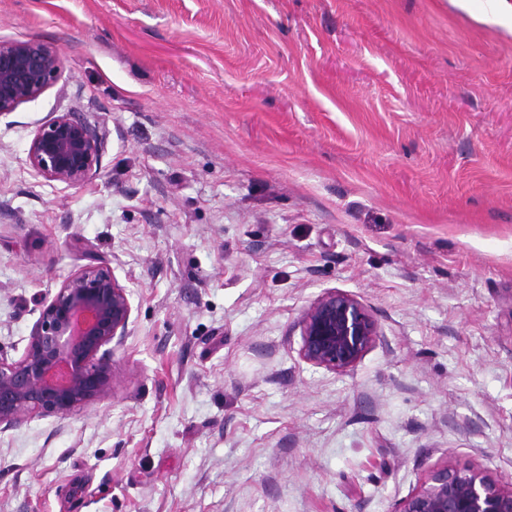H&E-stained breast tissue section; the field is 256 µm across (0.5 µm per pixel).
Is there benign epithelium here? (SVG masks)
Listing matches in <instances>:
<instances>
[{"instance_id":"7a95c632","label":"benign epithelium","mask_w":512,"mask_h":512,"mask_svg":"<svg viewBox=\"0 0 512 512\" xmlns=\"http://www.w3.org/2000/svg\"><path fill=\"white\" fill-rule=\"evenodd\" d=\"M63 56L40 40L0 41V116L38 98L59 78ZM104 143L77 112H62L39 126L28 160L49 182L77 188L96 177ZM131 305L110 267L88 264L65 279L43 305L24 356L0 357V426L34 415L67 416L107 397L114 368L102 347L127 335ZM300 355L337 373L356 366L379 336L368 308L334 290L317 299L299 321ZM392 512H512V485L492 479L479 464H448Z\"/></svg>"}]
</instances>
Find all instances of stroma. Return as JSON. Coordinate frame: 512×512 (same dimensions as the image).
Wrapping results in <instances>:
<instances>
[{"instance_id": "35a3bbf8", "label": "stroma", "mask_w": 512, "mask_h": 512, "mask_svg": "<svg viewBox=\"0 0 512 512\" xmlns=\"http://www.w3.org/2000/svg\"><path fill=\"white\" fill-rule=\"evenodd\" d=\"M58 81L0 117V356L110 266L109 397L0 429V512H393L447 463L512 483V28L460 0H0ZM104 138L78 188L42 123ZM379 338L300 356L324 293ZM103 149L95 127L78 112H62L35 130L28 160L46 181L77 188L96 177ZM299 328L302 359L337 373L354 368L379 336L368 308L338 290L317 299L303 313Z\"/></svg>"}]
</instances>
